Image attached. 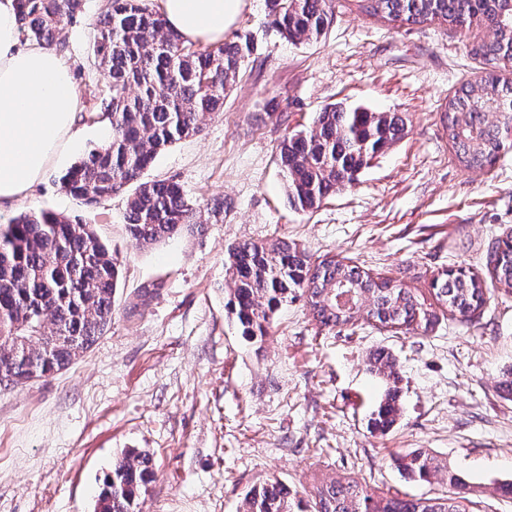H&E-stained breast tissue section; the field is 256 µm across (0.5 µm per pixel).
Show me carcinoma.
Returning <instances> with one entry per match:
<instances>
[{"label": "carcinoma", "instance_id": "carcinoma-1", "mask_svg": "<svg viewBox=\"0 0 512 512\" xmlns=\"http://www.w3.org/2000/svg\"><path fill=\"white\" fill-rule=\"evenodd\" d=\"M368 14L392 25L439 21L463 31L475 22L493 38L473 48L483 75L448 97L444 124L460 163L492 166L512 147V0H358ZM269 25L293 42L318 39L335 14L336 0H266ZM83 0H18L20 34L48 48H61L60 26L83 13ZM91 49L106 72L109 97L89 119L109 127L106 142L79 158L60 176L63 190L94 206L135 186L126 201V229L142 246L181 236L224 219V203L208 217L173 180H146L145 171L176 142L198 134L224 106L245 61L254 51L248 35L219 45L189 43L168 27L160 10L145 0H105L95 22ZM496 122L486 119L487 109ZM406 122L399 112H372L330 104L312 126L293 130L278 146V161L291 208L308 212L352 186L372 158L400 141ZM491 284L512 288V236L488 254ZM225 275L233 284L228 305L250 339L268 334L273 316L288 297L306 296L313 317L330 329L363 317L381 327L432 329L439 322L433 304L390 279L372 277L334 257L312 264L284 240L251 241L226 249ZM121 262L87 224L48 210L28 212L0 225V375L14 384L46 377L86 352L112 324ZM442 308L462 317L485 302V281L465 270L434 279ZM371 364L390 378L391 356L380 350ZM399 391L380 402L373 426L386 430L399 415ZM408 481L430 483L448 473L447 490L414 497L368 490L354 479L337 478L317 488L313 512H472L466 483L452 467L419 449L394 458ZM153 477L148 453L129 449L102 483L97 512H135ZM243 512H294L286 489L272 482L246 495Z\"/></svg>", "mask_w": 512, "mask_h": 512}]
</instances>
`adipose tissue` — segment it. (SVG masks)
<instances>
[{"instance_id": "adipose-tissue-1", "label": "adipose tissue", "mask_w": 512, "mask_h": 512, "mask_svg": "<svg viewBox=\"0 0 512 512\" xmlns=\"http://www.w3.org/2000/svg\"><path fill=\"white\" fill-rule=\"evenodd\" d=\"M192 43L220 44L246 0H157ZM82 101L55 50L21 43L15 0H0V209L27 197L78 143Z\"/></svg>"}]
</instances>
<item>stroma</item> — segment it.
<instances>
[{
	"instance_id": "obj_1",
	"label": "stroma",
	"mask_w": 512,
	"mask_h": 512,
	"mask_svg": "<svg viewBox=\"0 0 512 512\" xmlns=\"http://www.w3.org/2000/svg\"><path fill=\"white\" fill-rule=\"evenodd\" d=\"M102 0H85L59 39L83 103L97 111L107 81L90 51ZM256 49L224 108L147 171L173 179L224 220L152 247L125 229L126 197L89 207L61 190L52 166L0 224L48 209L90 225L117 251L123 279L110 329L65 369L0 385V512H96L102 480L131 448L154 476L135 512H241L244 498L283 483L301 512L314 489L351 476L378 492L429 497L439 484L402 478L392 459L422 449L453 464L477 512H512V289L493 288L475 317L447 314L429 331L365 320L327 329L304 298L289 300L268 336H241L227 308L225 250L288 240L311 262L333 257L430 296L457 266L487 276V254L512 234V148L483 170L457 159L443 124L449 96L482 72L474 46L491 40L436 21L395 27L341 0L320 39L294 43L247 6L226 38ZM398 112L406 133L359 181L309 212L288 203L277 150L327 105ZM395 363L400 414L387 431L368 420L389 386L371 372L377 349Z\"/></svg>"
}]
</instances>
